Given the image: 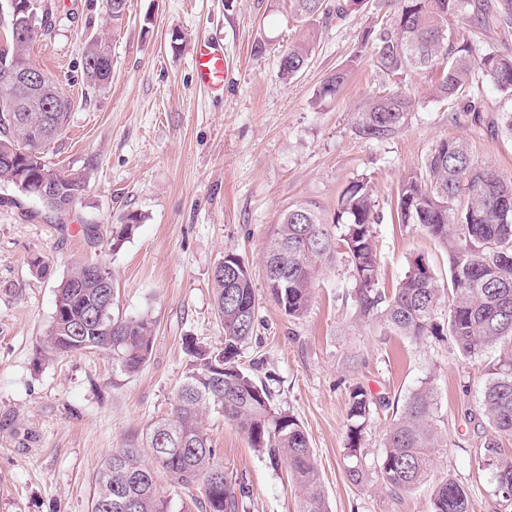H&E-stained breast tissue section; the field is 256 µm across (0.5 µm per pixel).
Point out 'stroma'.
I'll return each instance as SVG.
<instances>
[{
	"label": "stroma",
	"mask_w": 512,
	"mask_h": 512,
	"mask_svg": "<svg viewBox=\"0 0 512 512\" xmlns=\"http://www.w3.org/2000/svg\"><path fill=\"white\" fill-rule=\"evenodd\" d=\"M43 4L52 27L30 44L29 57L71 101L47 159L84 173L87 189L58 222L36 199L0 184V512H89L99 461L112 449L141 445L147 427L170 413L187 371L184 338L223 346L212 277L228 251L244 261L262 298L241 361L306 430L330 512H430L435 487L448 478L467 492L471 512H512V499L477 454L488 428L482 393L501 346L465 357L452 342L414 341L360 322L342 254L321 269L306 315L290 319L267 298L262 266L283 209L309 201L332 218L345 187L364 177L382 216L373 227L381 287L396 288L418 256L446 287V251L394 219L399 186L446 137L466 139L478 161L512 177V137L498 125L512 111V96L479 76L464 86L462 103H446L434 93V75L411 72L403 81L416 105L404 127L388 140H368L354 112L387 83L385 74L364 61L337 98L317 93L353 56L378 0L340 21L294 20L290 0H127L118 27L105 0ZM309 31L315 37L306 67L281 79L282 51ZM96 38L112 57V80L91 89L84 57ZM208 39L224 46L220 95L200 87L193 68L197 45ZM130 212L141 223L112 251V226ZM36 256L49 275L32 269ZM82 262L111 273L116 312L155 324L152 352L136 374L121 372L108 351L57 358L44 349L56 287ZM425 381L447 441L428 481L397 499L373 483L349 484V386L388 401L365 436L371 463L397 409ZM206 430L225 472L249 491L244 512H298L285 465L255 452L216 413L208 414Z\"/></svg>",
	"instance_id": "obj_1"
}]
</instances>
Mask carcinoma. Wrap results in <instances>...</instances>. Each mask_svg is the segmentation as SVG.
<instances>
[{
  "label": "carcinoma",
  "mask_w": 512,
  "mask_h": 512,
  "mask_svg": "<svg viewBox=\"0 0 512 512\" xmlns=\"http://www.w3.org/2000/svg\"><path fill=\"white\" fill-rule=\"evenodd\" d=\"M38 6L33 23L6 18L0 28V183L14 186L38 200L57 220L84 195L86 179L79 173L55 171L58 190L40 196L38 185L53 169L46 151L54 139H43L48 127L60 134L71 108L63 103L28 101L6 78V71L30 63L29 43L49 31V12ZM294 12L311 19L341 20L361 9L365 0H292ZM388 14L361 34L354 60L367 59L376 70L394 78L393 84L370 98L355 116L356 130L367 139L385 140L403 127L415 99L399 78L409 72H437L435 94L455 97L479 71L503 93L512 94V54L451 38L450 21L463 20L475 34L490 28L512 27V0H387ZM307 40L295 41L282 52L279 72L295 78L307 65ZM350 75L344 65L322 81L318 98L341 93ZM84 78L90 88L112 79V58L101 42L86 50ZM369 181L351 182L341 194L330 222L317 207L298 202L280 217L263 252L267 294L290 318L303 317L310 306L319 265L343 250L353 270L355 314L399 336L414 340L451 338L465 357L497 343L512 347V178L496 173L475 159L466 141L444 138L431 148L420 171L403 181L397 195L395 220L420 227L448 253V287L440 289L421 257L410 262L405 277L388 293L379 287L380 258L374 244L378 223ZM141 217L123 216L112 225V250L118 251L134 235ZM231 273L213 272L215 314L224 326V346L212 348L193 338L183 340L188 372L168 417L149 430L147 447L117 448L100 463L94 479L90 512H126L121 501L132 500L133 512H186L175 509V494L158 484L164 473L169 486L197 488L204 512H239L243 487L224 470L219 450L203 427L204 413L216 411L235 423L250 447L274 464L285 463L293 488L299 492V512H329L309 437L299 420L275 407L270 392L240 362L252 338L259 297L252 275L234 252L224 253ZM112 276L94 263L78 264L57 286L56 310L61 322L52 324L45 338L49 352L63 356L84 350H110L112 360L127 374L137 373L152 350L153 327L147 316L114 313L115 288L103 281ZM386 405L363 386L349 388L345 446L346 480L363 486L375 477L398 498L428 476L435 450L444 447L436 419L431 385L417 388L386 433L374 463L364 464V436L374 408ZM483 411L490 431L481 440L478 463L493 470L498 489L512 494V350L499 359L483 390ZM466 491L454 480L434 490L430 512H470Z\"/></svg>",
  "instance_id": "cac0c4a2"
}]
</instances>
